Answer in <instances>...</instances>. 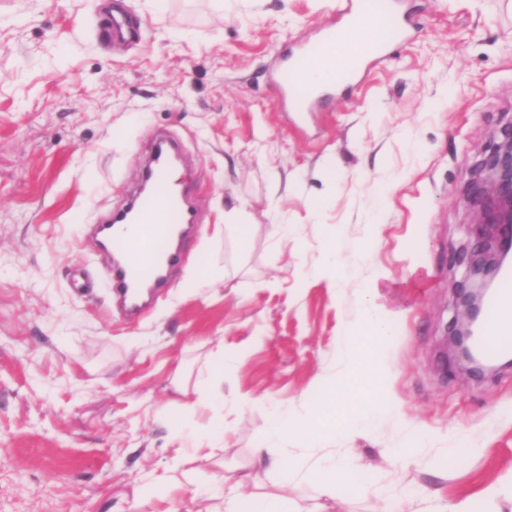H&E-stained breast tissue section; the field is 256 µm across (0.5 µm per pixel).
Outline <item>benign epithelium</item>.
<instances>
[{"instance_id": "benign-epithelium-1", "label": "benign epithelium", "mask_w": 512, "mask_h": 512, "mask_svg": "<svg viewBox=\"0 0 512 512\" xmlns=\"http://www.w3.org/2000/svg\"><path fill=\"white\" fill-rule=\"evenodd\" d=\"M469 200L476 208L474 236L480 244L456 253L464 267V279L457 289L454 308L460 315L451 325L449 348L452 364L475 362L471 352L474 326L479 318L486 278L504 260L501 251L505 232L512 233V127L501 131L475 168Z\"/></svg>"}]
</instances>
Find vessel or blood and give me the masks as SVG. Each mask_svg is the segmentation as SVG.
<instances>
[{"mask_svg": "<svg viewBox=\"0 0 512 512\" xmlns=\"http://www.w3.org/2000/svg\"><path fill=\"white\" fill-rule=\"evenodd\" d=\"M383 14L391 19L389 34L377 37L361 50L344 54L335 75L325 83L299 87L295 82L298 68L305 63H319L329 56L341 35L342 28L333 25L323 28L317 39L290 57L287 65L277 72L273 86L278 99L286 102L291 111L314 112L337 88L353 83L370 63L382 58L390 40L401 39L405 33V22L396 16L392 0H386ZM171 149L167 142L156 143L150 172L151 192L139 197L130 213L112 218L113 223L127 226L125 233L110 235L108 240L120 260L112 270L110 286L113 295L123 301L136 285L150 287L162 281L165 269L176 260L171 249L173 230L195 221L193 211L181 197L167 189L165 155ZM476 347L490 360L512 353V265L502 269L484 301Z\"/></svg>", "mask_w": 512, "mask_h": 512, "instance_id": "obj_1", "label": "vessel or blood"}]
</instances>
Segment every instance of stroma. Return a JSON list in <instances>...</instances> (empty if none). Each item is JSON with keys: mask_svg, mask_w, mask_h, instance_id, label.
Returning <instances> with one entry per match:
<instances>
[{"mask_svg": "<svg viewBox=\"0 0 512 512\" xmlns=\"http://www.w3.org/2000/svg\"><path fill=\"white\" fill-rule=\"evenodd\" d=\"M109 2L0 0V512H215L222 479L245 473L292 510L379 512L382 492L409 512L459 499L512 512V368L454 376L439 359L464 274L454 254L474 238L465 189L512 123V0H397L403 38L305 115L270 82L346 0H119L143 31L135 45L103 30ZM156 135L183 144L174 173L197 224L132 319L112 303L91 227L138 191ZM230 212L247 244L217 231ZM206 260L225 279L187 287ZM376 273L401 313L372 347L385 409L370 432L311 449L352 458L370 492L322 495L315 475L282 479L253 448L271 407L297 419L327 378L348 383L340 332ZM241 350L223 452L173 463L197 376ZM240 392L254 403L238 406ZM462 432L460 460L448 450ZM410 435L415 458L389 456ZM174 464L180 483L151 496L146 475Z\"/></svg>", "mask_w": 512, "mask_h": 512, "instance_id": "35a3bbf8", "label": "stroma"}]
</instances>
